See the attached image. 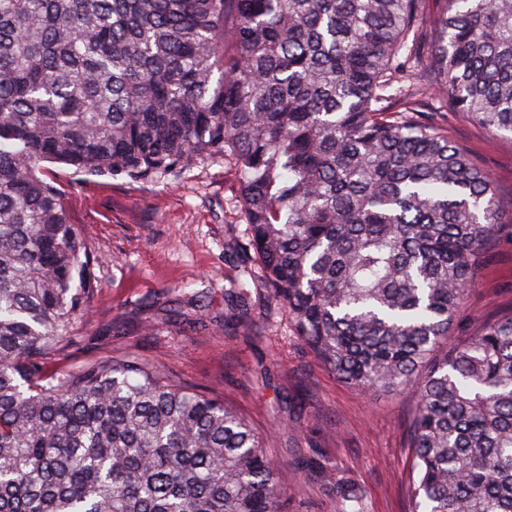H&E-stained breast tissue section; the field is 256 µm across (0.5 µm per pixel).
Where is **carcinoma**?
<instances>
[{"label":"carcinoma","instance_id":"obj_1","mask_svg":"<svg viewBox=\"0 0 512 512\" xmlns=\"http://www.w3.org/2000/svg\"><path fill=\"white\" fill-rule=\"evenodd\" d=\"M0 0V512H281L262 436L133 356L53 374L98 288L41 163L158 180L222 162L252 291L348 384L411 391L409 512H512V308L449 339L504 210L435 113L383 105L432 75L512 136V0ZM336 512H366L356 482Z\"/></svg>","mask_w":512,"mask_h":512}]
</instances>
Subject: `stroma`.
I'll use <instances>...</instances> for the list:
<instances>
[{
    "mask_svg": "<svg viewBox=\"0 0 512 512\" xmlns=\"http://www.w3.org/2000/svg\"><path fill=\"white\" fill-rule=\"evenodd\" d=\"M409 95L437 110L449 138L492 178L512 211V138L447 110L436 90L405 74L387 100ZM72 224L97 258L99 288L52 372L106 355H135L234 406L265 440L285 487L284 512H336L337 480L361 484L368 512H407L405 425L413 397L340 379L297 336L284 311L256 310L224 330V289L243 266L229 247L245 228L237 182L223 164L144 182L74 174L45 164ZM512 307V221L467 294L457 336Z\"/></svg>",
    "mask_w": 512,
    "mask_h": 512,
    "instance_id": "obj_1",
    "label": "stroma"
}]
</instances>
